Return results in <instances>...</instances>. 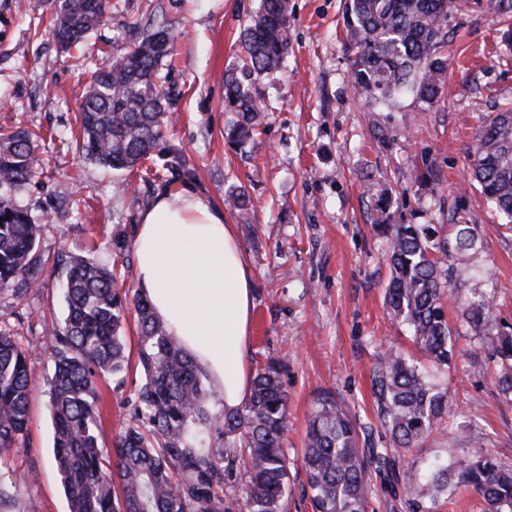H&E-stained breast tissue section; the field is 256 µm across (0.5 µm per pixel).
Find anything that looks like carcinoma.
<instances>
[{"label": "carcinoma", "mask_w": 512, "mask_h": 512, "mask_svg": "<svg viewBox=\"0 0 512 512\" xmlns=\"http://www.w3.org/2000/svg\"><path fill=\"white\" fill-rule=\"evenodd\" d=\"M68 26L53 17V35L64 51L80 45L103 21L106 0H75ZM346 40L353 57L351 84L369 107L392 106L411 93L436 103L443 94L453 0H345ZM176 35L167 26L147 33L108 66L92 72L80 107L75 143L90 162L105 168H134L149 159L170 123L169 93L162 68ZM240 69L227 74L224 101L237 115L231 143L242 148L260 125L261 107L252 93L260 75L280 69L290 44L289 0H261L243 26ZM37 136L17 126L0 134V291L19 296L38 282L43 260L40 224L15 202L36 177ZM472 178L485 201L512 223V107L489 117L470 155ZM171 178L194 172L182 160L169 161ZM389 233L391 279L386 302L393 319L406 327L430 361L448 364L453 330L448 324V264L465 266L477 248L468 224L453 237L434 224H382ZM67 315L50 330L55 371L48 381L53 420L54 464L69 501V512H224L216 488L233 472L236 455L203 444L210 425L211 392L204 374L169 336L150 302L134 297L138 316V361L145 379L137 401L140 424L127 428L114 448L101 447L98 381L129 367L123 336L127 291L117 275L92 258L66 261ZM470 327L501 359L498 388L512 398V334L491 333V300L478 296L465 308ZM29 349L0 328V458L27 431L33 392ZM281 362L270 359L257 371L244 408L224 414L222 435L245 450L249 469L243 484L245 512H283L290 461L281 438L288 424V396L280 382ZM378 416L392 440L391 453L410 448L440 429L451 412L448 393L431 383L405 353L388 349L373 373ZM355 420L336 396L320 393L302 456L312 512H366L368 459L358 446ZM115 457L119 482L104 469ZM404 483L430 492L429 501L472 488L487 512H512V462L487 448L462 460L440 459L424 471L408 470Z\"/></svg>", "instance_id": "1"}]
</instances>
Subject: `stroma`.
Masks as SVG:
<instances>
[{
  "instance_id": "35a3bbf8",
  "label": "stroma",
  "mask_w": 512,
  "mask_h": 512,
  "mask_svg": "<svg viewBox=\"0 0 512 512\" xmlns=\"http://www.w3.org/2000/svg\"><path fill=\"white\" fill-rule=\"evenodd\" d=\"M104 21L81 48L62 52L39 24L43 0H0V132L23 126L39 136L40 173L18 193V205L42 226L46 265L26 295L0 292V326L31 350L36 385L28 431L0 457V481L13 512H68L52 463V421L46 380L53 373L45 328L62 321L64 259L92 257L121 266L122 287L137 294L133 244L141 213L164 191L146 172L172 155L186 159L191 185L236 228L253 273L250 370L282 362L288 395L284 443L293 462L286 512H311L300 464L317 395L331 391L356 419L365 452L390 447L372 389V371L389 348L416 349L385 306L389 241L379 224H473L478 244L469 265L450 282L448 322L457 344L448 366H420L454 400L447 428L402 450L395 465L375 460L367 512H417L426 497L405 487L396 471L420 470L438 458L469 455L474 444L512 460V402L497 389L499 362L463 316L475 294L492 298L498 324L512 327V230L467 182L468 155L485 120L512 104V0H459L443 54L448 76L439 102L413 95L397 108L370 109L349 86L351 54L343 34L344 0H290V46L282 69L259 76L253 93L262 123L242 150L227 129L224 77L239 60L238 40L259 0H107ZM178 34L165 88L174 123L160 155L115 171L79 158L78 105L91 74L124 54L146 21ZM430 168L433 176L416 179ZM244 190L248 221L225 197ZM128 247L116 251L115 239ZM138 364L100 380V442L112 447L135 425Z\"/></svg>"
}]
</instances>
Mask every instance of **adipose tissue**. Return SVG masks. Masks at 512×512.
I'll list each match as a JSON object with an SVG mask.
<instances>
[{"instance_id": "1", "label": "adipose tissue", "mask_w": 512, "mask_h": 512, "mask_svg": "<svg viewBox=\"0 0 512 512\" xmlns=\"http://www.w3.org/2000/svg\"><path fill=\"white\" fill-rule=\"evenodd\" d=\"M135 245L139 289L225 411L238 410L251 381L253 282L234 226L195 191L168 190L142 213Z\"/></svg>"}]
</instances>
